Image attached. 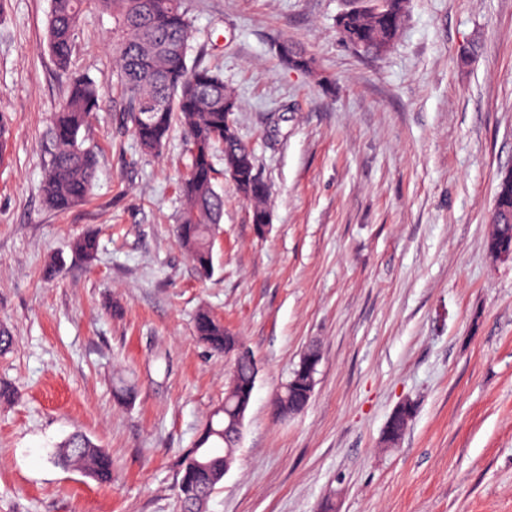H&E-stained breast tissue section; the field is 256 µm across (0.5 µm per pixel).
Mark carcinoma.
I'll return each mask as SVG.
<instances>
[{
    "label": "carcinoma",
    "mask_w": 512,
    "mask_h": 512,
    "mask_svg": "<svg viewBox=\"0 0 512 512\" xmlns=\"http://www.w3.org/2000/svg\"><path fill=\"white\" fill-rule=\"evenodd\" d=\"M358 5L337 19L342 40L373 56L385 54L400 35L409 0H385ZM109 12L117 19L120 38L113 42L116 68L114 88L126 100L125 126L148 153L159 155L178 125L187 141L189 163L180 175L179 190L186 206L175 226L179 245L204 276L213 270L216 228L224 213V195L216 189L214 152L221 149L224 171L238 166L233 178L239 192L249 202L251 220L263 224L270 210L268 189L257 179L250 149L239 139L235 114L239 101L221 75L206 66H188L186 59L193 38L191 21L183 0H52L47 21V45L64 69L80 36L85 13ZM279 58L289 67L316 73L314 60L296 45L281 44ZM107 85L87 77L70 80L64 101L50 119L44 154L42 193L48 207L69 210L91 194L98 157L87 144L86 129L105 98ZM512 212V170L498 176L492 210L491 238L512 242V226L502 215ZM98 251L93 234L72 244L76 258L92 262ZM197 336L218 354L231 357L232 371L224 400L210 412L195 447L196 463L182 461L178 486L180 512H200L224 479V455L236 452L237 414L249 405L255 377L252 358L237 354L242 341L217 320L209 310L200 309L194 318ZM321 354L310 347L280 389L279 406L299 414L310 402V382L317 372ZM134 386L116 377L114 399L128 403ZM414 417L410 402L397 408L392 419L393 445H398ZM64 468H78L100 484L112 479V459L86 435L72 434L53 457Z\"/></svg>",
    "instance_id": "carcinoma-1"
}]
</instances>
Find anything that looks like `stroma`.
Returning <instances> with one entry per match:
<instances>
[{
    "label": "stroma",
    "instance_id": "stroma-1",
    "mask_svg": "<svg viewBox=\"0 0 512 512\" xmlns=\"http://www.w3.org/2000/svg\"><path fill=\"white\" fill-rule=\"evenodd\" d=\"M348 5L184 0L187 63L218 67L238 94V134L271 203L258 235L219 176L206 278L174 235L184 132L142 153L117 93L87 131L90 201L44 204L50 116L71 78H111L113 19L84 17L63 71L45 37L51 0L0 5V326L13 338L0 379L15 389L0 405V512H179L181 461L231 371L194 332L201 307L260 366L208 512H320L328 499L336 512H512V259L488 252L498 175L512 168V0H410L382 56L340 39ZM282 41L316 74L284 66ZM90 230L100 249L87 264L71 245ZM313 345L308 407L276 418L277 391ZM118 374L137 392L126 405L112 397ZM406 401L416 415L382 449ZM77 430L111 455V483L51 462Z\"/></svg>",
    "mask_w": 512,
    "mask_h": 512
}]
</instances>
